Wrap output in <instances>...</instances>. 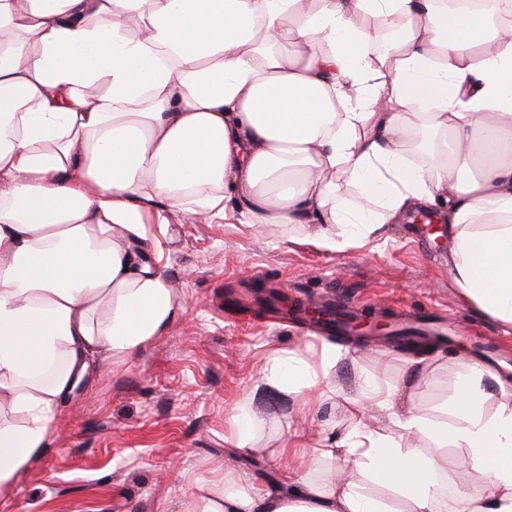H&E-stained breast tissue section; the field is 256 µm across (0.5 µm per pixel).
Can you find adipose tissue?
Segmentation results:
<instances>
[{
	"label": "adipose tissue",
	"instance_id": "ef3b65f1",
	"mask_svg": "<svg viewBox=\"0 0 512 512\" xmlns=\"http://www.w3.org/2000/svg\"><path fill=\"white\" fill-rule=\"evenodd\" d=\"M498 4L491 22L437 0H0V399L21 417L0 420V493L102 360L134 356L181 314L146 259L147 200L209 214L233 198L252 224L316 225L330 251L436 211L453 283L512 326V0ZM374 18L398 31L382 54ZM340 174L357 187L343 207ZM335 360L276 352L260 384L319 405L336 395ZM492 378L473 366L452 424L411 411L394 435L361 423L293 442L265 496L228 470L183 512H443L450 444L484 477L455 512H512V403L487 411ZM415 429L432 448L403 446ZM349 459L353 474H314Z\"/></svg>",
	"mask_w": 512,
	"mask_h": 512
}]
</instances>
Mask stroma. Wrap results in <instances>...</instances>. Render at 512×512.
I'll use <instances>...</instances> for the list:
<instances>
[{
	"label": "stroma",
	"instance_id": "obj_1",
	"mask_svg": "<svg viewBox=\"0 0 512 512\" xmlns=\"http://www.w3.org/2000/svg\"><path fill=\"white\" fill-rule=\"evenodd\" d=\"M144 208L151 216L148 253L183 311L161 338L133 358L107 361L76 393L42 457L0 498V512H183L186 497L221 479L228 466L264 494L280 479L277 452L294 434L313 445L328 434L344 436L357 420L340 395L312 413L297 400L256 391L276 350L316 362L332 347L329 376L339 386L371 379L390 388L392 411L359 419L384 431L412 408L431 422H450L458 385L473 365L512 374V326L464 300L449 276L447 247L409 217L361 246L329 252L314 241L312 225H252L233 203L225 214L206 216L160 199ZM255 288L304 305L352 302L401 316L428 309L473 349L425 352L414 375L412 354L401 346L352 344L285 310L264 311ZM243 403L260 419L258 457L228 439L234 408Z\"/></svg>",
	"mask_w": 512,
	"mask_h": 512
}]
</instances>
